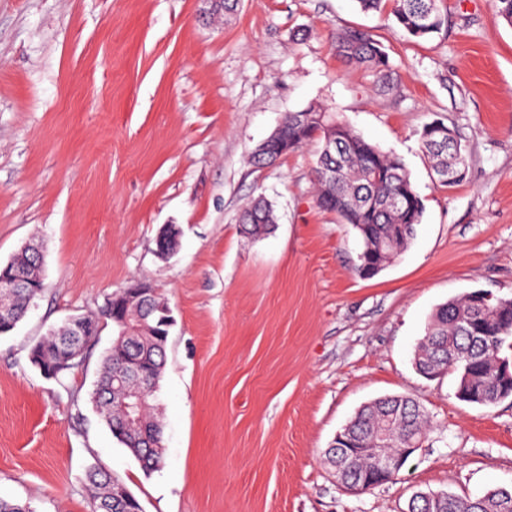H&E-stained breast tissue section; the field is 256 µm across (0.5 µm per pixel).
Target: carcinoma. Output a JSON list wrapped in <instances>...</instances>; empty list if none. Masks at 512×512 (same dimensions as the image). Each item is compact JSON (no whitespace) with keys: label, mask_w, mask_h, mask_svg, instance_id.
Instances as JSON below:
<instances>
[{"label":"carcinoma","mask_w":512,"mask_h":512,"mask_svg":"<svg viewBox=\"0 0 512 512\" xmlns=\"http://www.w3.org/2000/svg\"><path fill=\"white\" fill-rule=\"evenodd\" d=\"M364 12H383L390 8L397 25L410 37L427 39L441 32L446 23L442 0H357ZM336 51L365 68L384 90L394 88L389 56L384 45L364 30L347 28L335 37ZM303 111L307 123H296L288 112L278 125V140L292 151L308 144L318 146L314 181L316 203L334 212L342 223L351 225L362 242L356 272L362 265H387L414 239L422 223L424 203L416 192L402 161L380 150L355 132L335 113L319 103ZM336 121V151L327 144L328 125ZM421 144L432 159L435 173L457 170L453 183L442 182L449 190L466 177L467 157L457 153L461 144L448 141V127L441 121L427 124ZM241 231L254 238L271 232L275 224L273 205L262 195L254 198L241 218ZM161 300L148 304L126 303L119 295L109 297L100 312L82 317L87 342L101 331L102 321H111L115 332L112 347L102 357L101 369L92 391L100 406L112 397L113 376L128 363H141L147 371L146 395L140 420L129 422L119 409L102 417L113 438L135 458L147 475L163 461L162 426L154 412L156 392L166 362L169 329L159 325L163 315ZM71 337L60 329L51 331L30 350L31 364L49 378L59 380L80 366L72 358ZM512 360V299L483 309L469 296L452 298L431 315L425 335L418 343L413 362L423 375L438 371L456 376V391L461 401L492 408L512 397V380L501 375L499 360ZM430 427L429 417L420 402L410 396H385L363 407L344 428V436L361 448L376 434H392V445L410 447L423 443ZM349 477L372 468L361 456L344 462ZM93 488L91 510L102 503L110 512H142L138 499L125 484L99 465L86 471ZM408 512H512V488L498 487L480 497L450 494L436 502L418 494Z\"/></svg>","instance_id":"cac0c4a2"}]
</instances>
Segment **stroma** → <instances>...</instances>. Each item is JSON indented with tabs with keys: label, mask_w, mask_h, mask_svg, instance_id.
Returning <instances> with one entry per match:
<instances>
[{
	"label": "stroma",
	"mask_w": 512,
	"mask_h": 512,
	"mask_svg": "<svg viewBox=\"0 0 512 512\" xmlns=\"http://www.w3.org/2000/svg\"><path fill=\"white\" fill-rule=\"evenodd\" d=\"M439 34L414 40L356 0H242L204 24L202 0H0V264L29 241L45 287L0 335V495L33 512H90L87 468L118 476L143 512H407L416 492L512 487V400L456 396L412 359L435 309L482 290L512 298V26L491 0H445ZM370 32L396 91L336 53ZM319 102L399 157L425 212L402 254L357 274L361 241L316 204V148L257 168L285 113ZM465 148L463 183L436 182L423 127ZM272 234L242 233L255 196ZM173 225L179 246L160 258ZM143 281L174 317L157 392L164 461L152 474L90 400L103 327L83 365L43 377L31 347ZM411 394L430 430L398 475L345 491L324 462L366 403Z\"/></svg>",
	"instance_id": "1"
}]
</instances>
